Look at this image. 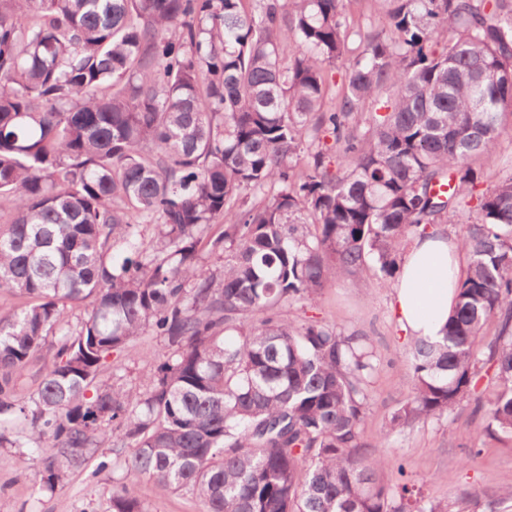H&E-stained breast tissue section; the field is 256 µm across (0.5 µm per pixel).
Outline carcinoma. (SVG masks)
<instances>
[{
    "label": "carcinoma",
    "instance_id": "cac0c4a2",
    "mask_svg": "<svg viewBox=\"0 0 512 512\" xmlns=\"http://www.w3.org/2000/svg\"><path fill=\"white\" fill-rule=\"evenodd\" d=\"M243 2L0 0V290L26 300L0 307V445L50 489L115 448L110 512H148L142 477L205 512H454L379 476L368 337L285 308L395 282L407 244L476 201L444 336L411 342L380 438L471 397L512 437V167L479 189L512 130V0H370L387 27L336 99L348 0ZM144 335L165 348L146 387L102 379Z\"/></svg>",
    "mask_w": 512,
    "mask_h": 512
}]
</instances>
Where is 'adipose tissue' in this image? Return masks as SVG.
<instances>
[{
  "label": "adipose tissue",
  "instance_id": "obj_1",
  "mask_svg": "<svg viewBox=\"0 0 512 512\" xmlns=\"http://www.w3.org/2000/svg\"><path fill=\"white\" fill-rule=\"evenodd\" d=\"M461 275L456 242L433 233L411 242L394 286L393 307L406 337L441 338Z\"/></svg>",
  "mask_w": 512,
  "mask_h": 512
}]
</instances>
